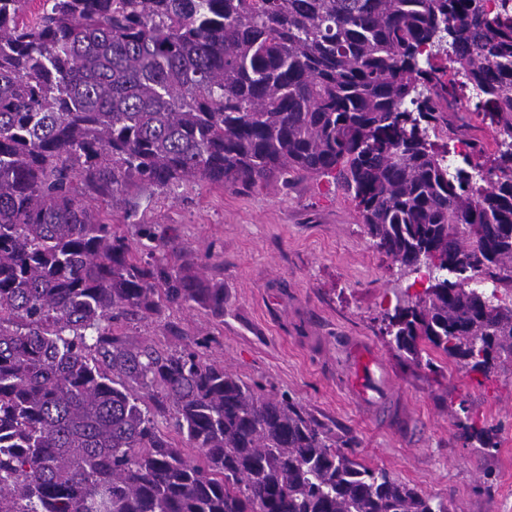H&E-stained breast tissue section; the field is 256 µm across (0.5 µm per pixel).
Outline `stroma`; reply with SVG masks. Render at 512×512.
<instances>
[{"label": "stroma", "instance_id": "stroma-1", "mask_svg": "<svg viewBox=\"0 0 512 512\" xmlns=\"http://www.w3.org/2000/svg\"><path fill=\"white\" fill-rule=\"evenodd\" d=\"M135 223L173 237L201 260L206 278L224 284V319L203 308L172 307L161 318L129 320L131 344L179 351L206 340L210 362L288 395L346 441L362 463L444 499L450 512H512V368L489 376L433 355L432 366L400 356L381 333L382 317L415 275L373 247L352 197L330 176L288 184L218 187L204 181L165 193L130 189ZM127 236L135 223L122 205L96 201ZM348 336L370 340L386 360L404 418L373 419L340 381ZM474 419L494 446L466 440Z\"/></svg>", "mask_w": 512, "mask_h": 512}]
</instances>
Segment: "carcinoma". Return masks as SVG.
<instances>
[{
  "label": "carcinoma",
  "mask_w": 512,
  "mask_h": 512,
  "mask_svg": "<svg viewBox=\"0 0 512 512\" xmlns=\"http://www.w3.org/2000/svg\"><path fill=\"white\" fill-rule=\"evenodd\" d=\"M22 2L0 0V512H449L288 397L127 346L130 315L224 319V284L148 227L140 254L87 198L336 171L376 249L435 269L384 314L397 350L487 376L512 306L458 278L512 288V0H43L32 22ZM439 30L459 82L431 63ZM470 86L497 165L450 175L429 131Z\"/></svg>",
  "instance_id": "carcinoma-1"
}]
</instances>
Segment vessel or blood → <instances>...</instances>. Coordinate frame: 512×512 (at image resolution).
Here are the masks:
<instances>
[{"mask_svg": "<svg viewBox=\"0 0 512 512\" xmlns=\"http://www.w3.org/2000/svg\"><path fill=\"white\" fill-rule=\"evenodd\" d=\"M345 354V383L351 399L376 415L393 410L388 369L373 345L353 336L346 341Z\"/></svg>", "mask_w": 512, "mask_h": 512, "instance_id": "vessel-or-blood-1", "label": "vessel or blood"}]
</instances>
